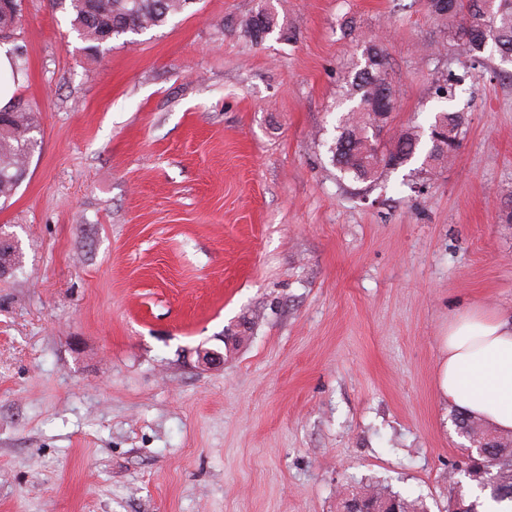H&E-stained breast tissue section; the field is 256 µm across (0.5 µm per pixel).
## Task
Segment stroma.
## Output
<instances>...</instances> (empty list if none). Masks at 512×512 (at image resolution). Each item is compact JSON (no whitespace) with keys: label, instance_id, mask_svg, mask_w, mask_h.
I'll return each mask as SVG.
<instances>
[{"label":"stroma","instance_id":"1","mask_svg":"<svg viewBox=\"0 0 512 512\" xmlns=\"http://www.w3.org/2000/svg\"><path fill=\"white\" fill-rule=\"evenodd\" d=\"M261 6L254 45L232 26ZM374 36L393 127L468 119L420 193L405 169L356 192L323 144ZM441 42L423 0H197L90 56L65 5L24 0L0 81L41 147L0 210V512L478 496L448 479L469 443L436 379L450 318L512 317V76ZM358 484L359 486L352 488H358L362 491L351 492L348 495L354 498L360 496L367 497L372 502L374 508L377 509L376 512H383L388 502L396 504L400 512H427L422 501L418 499L409 500L380 482H371L369 484L360 482Z\"/></svg>","mask_w":512,"mask_h":512}]
</instances>
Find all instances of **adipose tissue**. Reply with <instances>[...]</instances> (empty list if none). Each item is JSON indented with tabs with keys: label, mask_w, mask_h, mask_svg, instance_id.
<instances>
[{
	"label": "adipose tissue",
	"mask_w": 512,
	"mask_h": 512,
	"mask_svg": "<svg viewBox=\"0 0 512 512\" xmlns=\"http://www.w3.org/2000/svg\"><path fill=\"white\" fill-rule=\"evenodd\" d=\"M437 389L447 404L512 433V319L474 309L448 322Z\"/></svg>",
	"instance_id": "1"
}]
</instances>
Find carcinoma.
Segmentation results:
<instances>
[{
  "label": "carcinoma",
  "instance_id": "carcinoma-1",
  "mask_svg": "<svg viewBox=\"0 0 512 512\" xmlns=\"http://www.w3.org/2000/svg\"><path fill=\"white\" fill-rule=\"evenodd\" d=\"M71 28L84 43L82 50L98 55L109 49L113 40L139 35L159 28L184 12L188 0H67ZM452 14L440 7L441 0H426L430 14L443 33L449 35L455 49L472 59H481L490 51L500 61L512 63V0H456ZM275 15L259 9L236 25L238 35L252 44L262 43L274 31ZM363 63L356 66L344 83L343 95L348 110L333 126L327 152L336 169V180L363 184L370 188L381 175L421 160L415 174L422 181L437 176L455 156L464 134L465 117L461 112L444 109L434 114L427 128L406 125L388 133L396 105L395 90L387 72L384 45L373 38L362 51ZM33 110L19 106L15 120L0 127V208L8 205L27 171L30 159L40 147ZM454 423L462 431L484 442V453L469 458L467 466L479 479L471 485L490 491L495 500H512V438L491 430L482 420L463 411H455ZM354 498L366 497L377 512L388 503L400 512H427L423 502L409 500L379 483L359 484Z\"/></svg>",
  "mask_w": 512,
  "mask_h": 512
}]
</instances>
